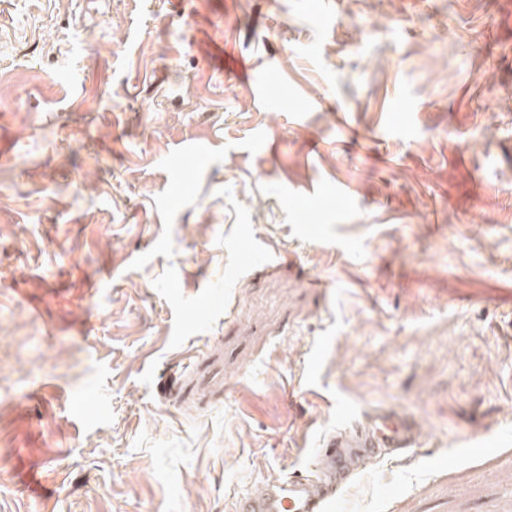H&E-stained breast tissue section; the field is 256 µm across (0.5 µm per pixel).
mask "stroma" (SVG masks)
I'll return each mask as SVG.
<instances>
[{"mask_svg":"<svg viewBox=\"0 0 512 512\" xmlns=\"http://www.w3.org/2000/svg\"><path fill=\"white\" fill-rule=\"evenodd\" d=\"M512 512V0H0V512ZM417 433L407 415L382 409L330 438L322 448L324 465L317 471L269 482L260 493L240 497L233 512H327L357 468L374 463L383 450L407 452Z\"/></svg>","mask_w":512,"mask_h":512,"instance_id":"obj_1","label":"stroma"}]
</instances>
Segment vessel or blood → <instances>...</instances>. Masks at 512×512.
<instances>
[{
    "mask_svg": "<svg viewBox=\"0 0 512 512\" xmlns=\"http://www.w3.org/2000/svg\"><path fill=\"white\" fill-rule=\"evenodd\" d=\"M418 428L407 415L383 409L362 423L337 432L323 450L317 471L267 483L257 494L240 497L233 512H328L353 472L374 463L383 451L407 452Z\"/></svg>",
    "mask_w": 512,
    "mask_h": 512,
    "instance_id": "vessel-or-blood-1",
    "label": "vessel or blood"
}]
</instances>
